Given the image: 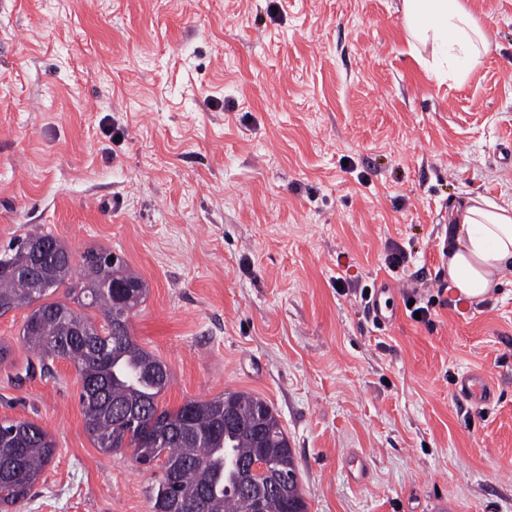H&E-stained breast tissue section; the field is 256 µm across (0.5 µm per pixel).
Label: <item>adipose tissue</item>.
<instances>
[{
    "label": "adipose tissue",
    "instance_id": "1",
    "mask_svg": "<svg viewBox=\"0 0 512 512\" xmlns=\"http://www.w3.org/2000/svg\"><path fill=\"white\" fill-rule=\"evenodd\" d=\"M407 42L438 78L462 79L491 44L464 0H401ZM448 280L461 295L484 300L512 277V199L468 198L450 213Z\"/></svg>",
    "mask_w": 512,
    "mask_h": 512
}]
</instances>
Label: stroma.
Listing matches in <instances>:
<instances>
[{"instance_id":"1","label":"stroma","mask_w":512,"mask_h":512,"mask_svg":"<svg viewBox=\"0 0 512 512\" xmlns=\"http://www.w3.org/2000/svg\"><path fill=\"white\" fill-rule=\"evenodd\" d=\"M464 2L491 48L441 82L400 0H0V248L122 256L160 407L266 401L309 512H512V283L460 298L443 259L452 206L512 196V0ZM26 314L0 316V420L56 456L21 512H151V472L90 439L74 365L27 375ZM471 371L491 404L456 396Z\"/></svg>"}]
</instances>
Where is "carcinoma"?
I'll return each mask as SVG.
<instances>
[{"label":"carcinoma","instance_id":"obj_1","mask_svg":"<svg viewBox=\"0 0 512 512\" xmlns=\"http://www.w3.org/2000/svg\"><path fill=\"white\" fill-rule=\"evenodd\" d=\"M112 251L91 248L82 255L79 278L69 285L77 308L45 302L48 292L72 279L69 250L49 233L14 238L3 251L18 272L0 270V315L34 306L22 340L41 369L50 359L74 364L81 379L79 401L85 427L105 453L134 449L135 461L151 468L162 462L152 488V512L179 500L199 512H253L242 489L241 463L253 458L288 480V499H267L266 512H308L297 495V469L288 439L269 405L249 393L212 400L190 399L174 410L159 408L169 382L167 367L132 338V311L145 300L146 284ZM96 308L103 329L82 313ZM166 438L156 447L153 437ZM55 456L47 431L32 421L0 420V504L18 506L31 494Z\"/></svg>","mask_w":512,"mask_h":512}]
</instances>
